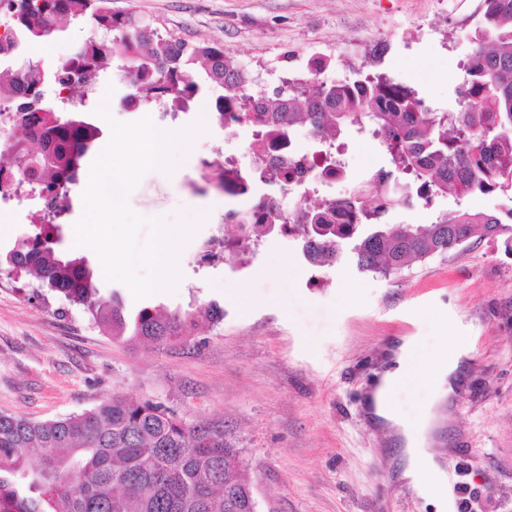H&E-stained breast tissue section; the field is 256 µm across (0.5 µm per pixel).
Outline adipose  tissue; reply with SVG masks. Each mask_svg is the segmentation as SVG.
I'll return each instance as SVG.
<instances>
[{
  "label": "adipose tissue",
  "mask_w": 512,
  "mask_h": 512,
  "mask_svg": "<svg viewBox=\"0 0 512 512\" xmlns=\"http://www.w3.org/2000/svg\"><path fill=\"white\" fill-rule=\"evenodd\" d=\"M464 344L460 337L449 335L439 344L429 363H420L414 342H407L396 356L394 369L386 371L376 388L373 397L375 413L392 424L405 426L404 413L394 401L396 391L403 386L426 383L432 392L433 400L425 404L416 414L414 428L405 434L407 440V469L405 474L416 483L422 484L429 500L438 502L448 495V481L444 471L435 462L426 447V432L433 418L434 400L445 393L450 376L458 369L463 355Z\"/></svg>",
  "instance_id": "adipose-tissue-1"
}]
</instances>
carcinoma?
Segmentation results:
<instances>
[{"mask_svg":"<svg viewBox=\"0 0 512 512\" xmlns=\"http://www.w3.org/2000/svg\"><path fill=\"white\" fill-rule=\"evenodd\" d=\"M3 4L10 29L0 54V82L7 85L0 112L20 113L42 137L39 144L25 141L0 174H18L37 152L40 166L27 178L31 196L57 206L47 215L34 212L21 242L0 249V274L34 276L41 287L82 306L114 338L163 345L191 335L199 314L224 320L215 302L193 312L131 309L119 292L101 294L86 257L60 250L57 220L69 212V186L101 131L81 110L61 118L56 100L62 93L73 99L115 60L126 61L135 90L128 104L158 99L167 112H186L202 91L222 89L214 100L219 122L255 128L252 162L226 166L203 159L205 185L286 199L295 191L293 179L310 172L301 185L304 204L286 224L275 218L277 227L268 233L294 237L316 264L350 263L361 273L387 276L445 255L463 239L506 234L512 241V208L502 217L459 209L424 226L384 222L394 207H428L439 196H512V0H481L483 27L454 89L455 112H441L413 89L362 67L356 80L328 84L316 78L327 65L321 59L309 65L312 78L286 81L271 99L249 87L222 46L165 38L136 15L112 11L111 0ZM75 22L93 36L52 73L27 58L31 45ZM302 127L316 152L291 156L286 170L268 169L261 153L293 143ZM353 132L371 135L384 158L369 178L353 177L342 159L344 137ZM329 181L344 191L310 200L317 185ZM391 181L400 184L397 196L381 190ZM237 455L224 432L149 400L114 397L48 421L0 414V512H244L247 483L242 469L232 466Z\"/></svg>","mask_w":512,"mask_h":512,"instance_id":"cac0c4a2","label":"carcinoma"}]
</instances>
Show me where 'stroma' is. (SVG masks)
<instances>
[{
  "label": "stroma",
  "instance_id": "stroma-1",
  "mask_svg": "<svg viewBox=\"0 0 512 512\" xmlns=\"http://www.w3.org/2000/svg\"><path fill=\"white\" fill-rule=\"evenodd\" d=\"M480 0H112L160 32L216 42L255 86L273 93L282 77L308 76L321 56L323 80L383 73L447 110L473 50ZM112 118L151 117L166 131L205 119L207 131L172 173H148L130 197L146 217L206 220L178 257L174 292L147 297L169 309L218 302L220 324L200 323L165 346L113 340L79 306L40 295L28 276L0 275V413L62 418L122 397L150 400L190 421L219 427L239 452L258 512H512V249L505 238H472L445 256L385 277L349 265L305 263L288 237L247 245L252 263L204 242L224 196L198 192L207 143L240 144L241 127L214 118V92L178 119L155 101L137 106L113 67ZM472 208L503 214L499 194L436 198L431 208L396 207L392 224H428ZM464 339L452 392L437 406L427 448L455 491L441 504L404 478L402 435L378 422L366 398L406 340L429 359L446 326Z\"/></svg>",
  "mask_w": 512,
  "mask_h": 512
}]
</instances>
